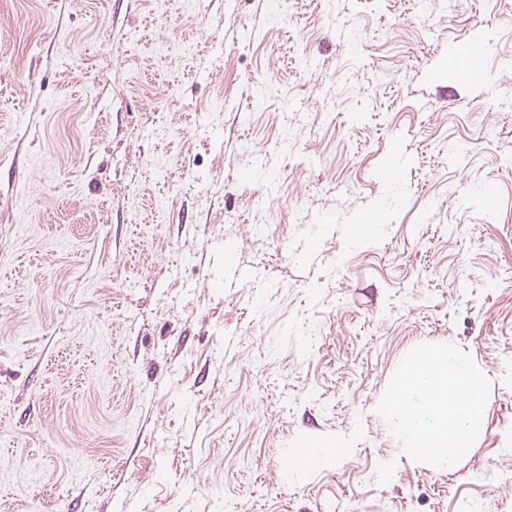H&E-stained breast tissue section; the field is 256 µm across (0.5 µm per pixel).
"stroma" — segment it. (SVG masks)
<instances>
[{
	"mask_svg": "<svg viewBox=\"0 0 512 512\" xmlns=\"http://www.w3.org/2000/svg\"><path fill=\"white\" fill-rule=\"evenodd\" d=\"M442 342L490 381L449 472L377 411ZM503 500L512 0H0V512ZM491 56L490 51L480 43H470L464 51V67L473 74H480L486 69V65Z\"/></svg>",
	"mask_w": 512,
	"mask_h": 512,
	"instance_id": "obj_1",
	"label": "stroma"
}]
</instances>
